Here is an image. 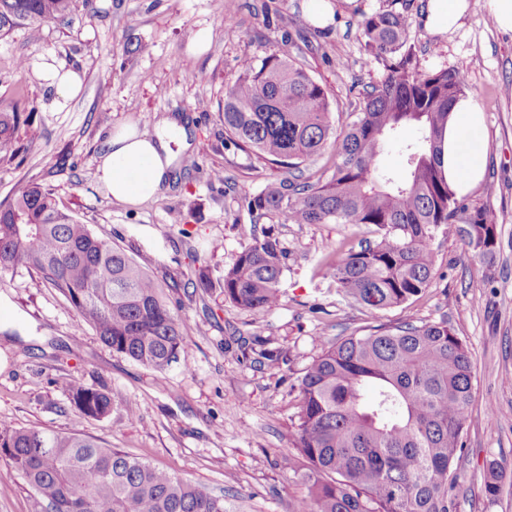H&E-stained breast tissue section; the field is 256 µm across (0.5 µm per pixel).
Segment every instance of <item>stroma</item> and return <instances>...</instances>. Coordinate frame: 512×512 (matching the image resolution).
Listing matches in <instances>:
<instances>
[{
    "mask_svg": "<svg viewBox=\"0 0 512 512\" xmlns=\"http://www.w3.org/2000/svg\"><path fill=\"white\" fill-rule=\"evenodd\" d=\"M328 2L332 16L318 25L306 0H93L44 24L38 37L18 30L0 39V111L19 101L32 109L13 151L0 153V203L25 184L50 186L65 210L153 275L192 326L177 361L159 373L104 345L38 272L0 276V295L15 312L9 320L0 311V427L93 437L223 495L226 512H292L310 483L307 461L293 454L305 367L327 342L409 317L444 319L474 367L471 423L453 465L455 512H512V32L497 29L489 0H470L463 26L441 36L423 26L424 0ZM386 10L406 18L422 68L467 76L487 144L485 179L468 199L486 208L497 244L493 257H475L454 226L442 227L426 291L410 306L373 311L343 298L324 264L378 240L377 228L251 213L249 199L286 171L232 143L219 113L227 83L285 51L347 124L385 76L359 23ZM48 64L81 71V92L64 98L48 86ZM173 116L189 143L174 185L138 207L113 200L96 177L109 132L121 124L151 132ZM216 169L223 180L213 179ZM176 214L181 223H172ZM267 233L284 250L282 301L256 317L225 299L224 273ZM264 350L281 352L282 361L261 358ZM75 384L105 388L111 414L77 417L68 398ZM493 458L509 467L489 498L484 476Z\"/></svg>",
    "mask_w": 512,
    "mask_h": 512,
    "instance_id": "stroma-1",
    "label": "stroma"
}]
</instances>
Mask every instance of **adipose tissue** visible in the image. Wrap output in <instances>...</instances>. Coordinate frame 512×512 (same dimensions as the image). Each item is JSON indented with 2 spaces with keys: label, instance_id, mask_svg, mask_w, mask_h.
Returning <instances> with one entry per match:
<instances>
[{
  "label": "adipose tissue",
  "instance_id": "1",
  "mask_svg": "<svg viewBox=\"0 0 512 512\" xmlns=\"http://www.w3.org/2000/svg\"><path fill=\"white\" fill-rule=\"evenodd\" d=\"M469 9L468 0H429L424 16L430 35H442L460 27ZM484 115L468 98L453 107L443 133L442 169L448 182L464 194L484 178L487 147L483 137ZM183 126L164 121L155 133L126 124L110 132L97 167L98 180L117 202L139 206L167 183L178 154L173 141H185Z\"/></svg>",
  "mask_w": 512,
  "mask_h": 512
}]
</instances>
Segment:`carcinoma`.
<instances>
[{"label": "carcinoma", "mask_w": 512, "mask_h": 512, "mask_svg": "<svg viewBox=\"0 0 512 512\" xmlns=\"http://www.w3.org/2000/svg\"><path fill=\"white\" fill-rule=\"evenodd\" d=\"M76 0H0V39L18 29L34 37L66 18ZM367 52L386 75L366 93L346 130L336 133L325 89L288 53L246 67L224 90V131L241 149L273 165L300 169L329 143L337 160L324 183H266L251 211L289 224H372L379 242L349 251L325 275L351 302L374 310L402 306L428 286L431 241L456 225L469 251L493 255L496 225L460 196L441 168L443 131L467 82L454 68L416 60L405 17L366 15ZM25 109L0 113V152L14 145ZM405 167L379 173L386 141L404 128ZM283 251L257 239L224 274V297L255 316L279 305ZM32 268L58 288L112 350L163 372L177 360L191 325L164 299L162 285L123 250L64 211L52 189L28 184L0 204V273ZM372 397L363 400L365 386ZM473 365L448 322L412 319L328 344L298 384L294 448L312 483L293 512H452V465L471 422ZM69 399L83 418H105L112 397L75 385ZM6 472L33 491L34 512H226L224 497L175 474L105 448L92 437L0 427ZM505 468L486 464L484 493L497 496Z\"/></svg>", "instance_id": "cac0c4a2"}]
</instances>
